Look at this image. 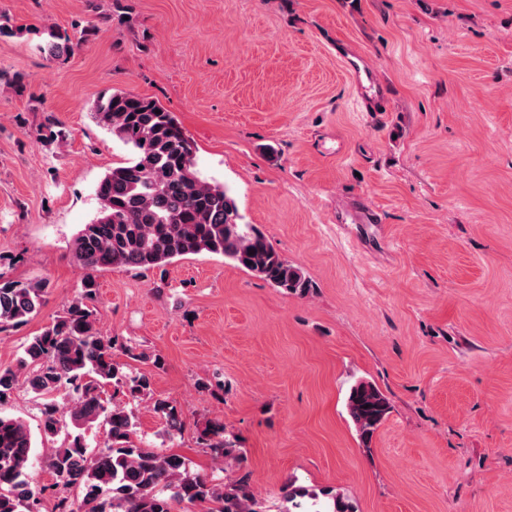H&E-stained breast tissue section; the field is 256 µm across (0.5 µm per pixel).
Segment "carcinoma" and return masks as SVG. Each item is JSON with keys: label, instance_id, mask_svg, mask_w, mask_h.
<instances>
[{"label": "carcinoma", "instance_id": "cac0c4a2", "mask_svg": "<svg viewBox=\"0 0 512 512\" xmlns=\"http://www.w3.org/2000/svg\"><path fill=\"white\" fill-rule=\"evenodd\" d=\"M29 31L0 12V35ZM43 34L40 52L50 61L70 56L78 46L52 27ZM94 116L132 150L133 158L107 172L96 187L99 215L83 225L73 243L74 257L84 268L150 270L207 252L285 293L309 292L310 281L299 268L255 225L239 223L236 203L224 187L199 177L194 142L159 102L115 91L95 102ZM45 295L40 281H0V332L30 321L43 307ZM97 308V284L89 278L81 296L28 340L19 368H0V402L21 384L44 398L64 391L67 405L45 404L39 430L57 435L66 415L75 428L66 445L51 450L47 465L52 483L37 485L29 474V427L0 416V512H40L48 491L56 497L54 512H174L182 502L198 503L206 512H270L253 494L248 475L216 482L193 472L184 456L159 451L139 438L132 404L148 395L149 378L124 371L115 361L118 351L135 357L133 348L102 334ZM106 385L113 387L109 400L101 397ZM346 408L363 446L370 448L391 412L388 397L373 383L359 380L349 389ZM153 410L164 419L168 436L183 433L185 421L171 402L157 399ZM98 422L105 427L106 441L91 456L84 431ZM199 439L222 464L244 460L220 421H205ZM73 487L83 488L78 504L69 497ZM304 497L311 503L303 505ZM322 497L285 486L278 512H355L339 493L327 490Z\"/></svg>", "mask_w": 512, "mask_h": 512}]
</instances>
